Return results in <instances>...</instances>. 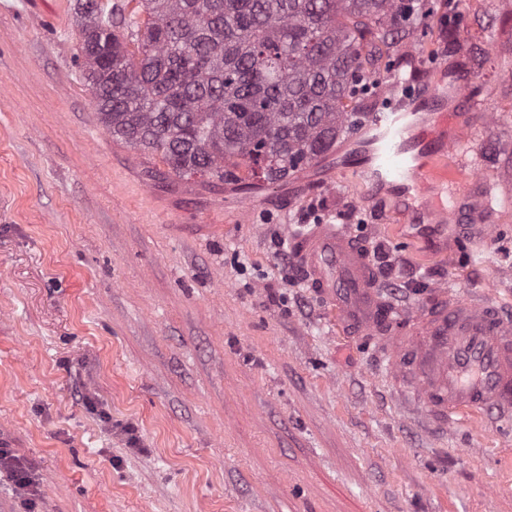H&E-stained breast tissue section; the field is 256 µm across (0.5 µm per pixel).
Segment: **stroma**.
<instances>
[{
  "label": "stroma",
  "instance_id": "obj_1",
  "mask_svg": "<svg viewBox=\"0 0 512 512\" xmlns=\"http://www.w3.org/2000/svg\"><path fill=\"white\" fill-rule=\"evenodd\" d=\"M75 0H0V440L30 512H512V423L408 411L379 337L344 336L281 247L347 226L380 296L512 310V0H443L391 56L410 96L459 84L490 242L412 230L335 154L259 193L176 178L98 120ZM0 472L12 479L17 488L27 489L28 494L34 495V483L29 475L26 464L17 456L12 448H6L0 442Z\"/></svg>",
  "mask_w": 512,
  "mask_h": 512
}]
</instances>
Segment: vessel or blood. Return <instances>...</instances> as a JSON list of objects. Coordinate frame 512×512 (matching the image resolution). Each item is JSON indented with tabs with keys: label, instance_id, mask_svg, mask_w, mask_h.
I'll list each match as a JSON object with an SVG mask.
<instances>
[{
	"label": "vessel or blood",
	"instance_id": "obj_1",
	"mask_svg": "<svg viewBox=\"0 0 512 512\" xmlns=\"http://www.w3.org/2000/svg\"><path fill=\"white\" fill-rule=\"evenodd\" d=\"M403 96L401 81H393L387 106L356 131L367 147L359 168L371 190L400 186L416 191L431 177L460 182V173L449 169L445 157L461 142V131L439 139L431 128L417 126L422 110L431 112L434 121L447 120L443 93L427 91L411 107ZM461 198V206L452 211L409 203L404 210L414 227L461 224L469 215L492 222L485 198L467 190ZM293 254L310 288L335 310L344 333L379 335L387 322L404 323L402 335L386 339L402 405L426 410L449 427L487 409L512 417V314L492 298H443L399 317L377 295L369 258L344 229L315 225L295 237Z\"/></svg>",
	"mask_w": 512,
	"mask_h": 512
}]
</instances>
